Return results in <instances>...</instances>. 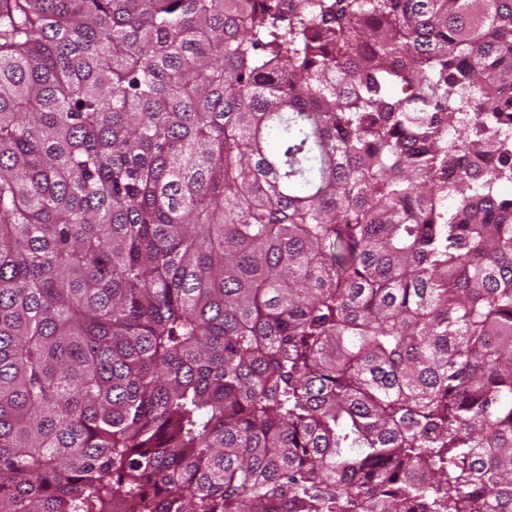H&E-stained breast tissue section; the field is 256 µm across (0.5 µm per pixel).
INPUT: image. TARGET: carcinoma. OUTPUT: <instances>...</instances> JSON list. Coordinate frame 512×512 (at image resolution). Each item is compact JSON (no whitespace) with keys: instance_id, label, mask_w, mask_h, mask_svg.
Segmentation results:
<instances>
[{"instance_id":"1","label":"carcinoma","mask_w":512,"mask_h":512,"mask_svg":"<svg viewBox=\"0 0 512 512\" xmlns=\"http://www.w3.org/2000/svg\"><path fill=\"white\" fill-rule=\"evenodd\" d=\"M506 185L512 0H0V512H512Z\"/></svg>"}]
</instances>
